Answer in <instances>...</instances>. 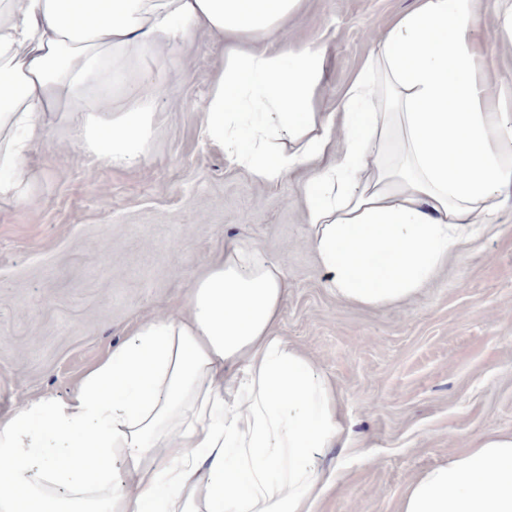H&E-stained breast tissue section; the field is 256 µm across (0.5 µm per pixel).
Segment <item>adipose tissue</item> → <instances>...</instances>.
Masks as SVG:
<instances>
[{
  "instance_id": "1",
  "label": "adipose tissue",
  "mask_w": 512,
  "mask_h": 512,
  "mask_svg": "<svg viewBox=\"0 0 512 512\" xmlns=\"http://www.w3.org/2000/svg\"><path fill=\"white\" fill-rule=\"evenodd\" d=\"M303 0H0V200H29V153L71 104L74 142L136 167L157 84L130 73L195 30L224 41L203 135L260 184L302 172L326 286L364 307L413 298L512 185V113L484 71L474 0H417L373 41L338 107L324 51H274ZM126 102L114 109L113 89ZM279 261L224 243L185 311L137 322L66 397L0 414V512H316L346 447L338 391L277 331ZM399 512H512V432L423 472Z\"/></svg>"
}]
</instances>
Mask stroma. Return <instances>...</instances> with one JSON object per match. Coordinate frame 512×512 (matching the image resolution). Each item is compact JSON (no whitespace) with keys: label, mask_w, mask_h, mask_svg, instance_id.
I'll return each mask as SVG.
<instances>
[{"label":"stroma","mask_w":512,"mask_h":512,"mask_svg":"<svg viewBox=\"0 0 512 512\" xmlns=\"http://www.w3.org/2000/svg\"><path fill=\"white\" fill-rule=\"evenodd\" d=\"M475 0L493 77L512 88V49ZM415 0H305L289 32L327 46L319 87L335 108L380 34ZM164 94L139 166L91 159L71 113L28 162V203L0 200V413L74 382L141 319L184 306L212 254L240 238L278 259L288 292L278 330L343 396L350 466L317 512H398L423 471L485 433L512 432V200L412 300L362 308L336 297L309 244L299 176L261 185L201 135L224 66L213 33L144 58Z\"/></svg>","instance_id":"35a3bbf8"}]
</instances>
